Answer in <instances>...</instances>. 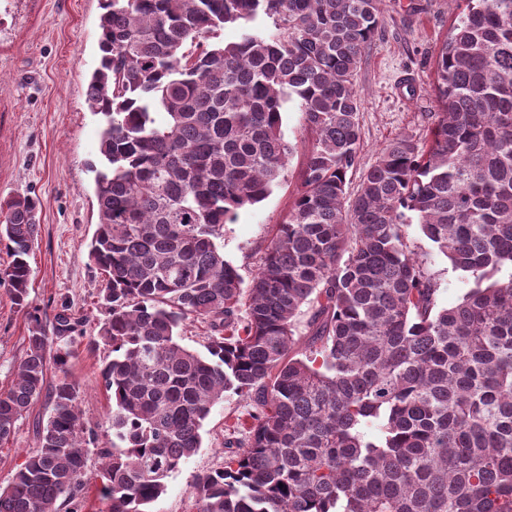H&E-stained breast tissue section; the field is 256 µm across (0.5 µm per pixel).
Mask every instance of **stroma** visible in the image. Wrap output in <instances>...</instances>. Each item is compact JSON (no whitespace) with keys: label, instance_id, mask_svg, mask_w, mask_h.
I'll return each mask as SVG.
<instances>
[{"label":"stroma","instance_id":"stroma-1","mask_svg":"<svg viewBox=\"0 0 512 512\" xmlns=\"http://www.w3.org/2000/svg\"><path fill=\"white\" fill-rule=\"evenodd\" d=\"M381 24L355 77L362 105L361 145L347 190L356 192L362 170L372 165L394 137H419L425 116L438 111L436 56L454 11L448 0H379ZM99 0H0V200L31 195L39 202L40 231L30 254L32 277L27 308L0 285V390L14 379L32 326L31 313L50 323L68 306L83 335H96L105 317L100 298L104 276L88 261L96 230L93 164L99 161L103 115L86 103L91 73L99 64ZM303 152H295L281 182L253 207L225 224L218 245L226 260L251 280L261 250L276 224L288 216L299 187ZM438 284V302L456 304L467 290L462 273L441 256L425 258ZM110 347L76 345L68 374L80 386L79 409L94 432L92 447L112 445L108 414L112 402L101 369ZM249 407L228 393L205 420L202 446L168 480L167 491L150 512H198L192 483L196 475L224 465L227 425L246 418ZM49 409L36 401L0 442V487L6 486L36 442V427Z\"/></svg>","mask_w":512,"mask_h":512}]
</instances>
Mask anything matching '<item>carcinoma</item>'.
Instances as JSON below:
<instances>
[{"label": "carcinoma", "instance_id": "cac0c4a2", "mask_svg": "<svg viewBox=\"0 0 512 512\" xmlns=\"http://www.w3.org/2000/svg\"><path fill=\"white\" fill-rule=\"evenodd\" d=\"M100 2L86 100L105 117L88 250L106 308L89 342L112 349L105 512H148L226 392L248 419L230 425L224 468L195 476L199 512H512V0H466L438 53L440 111L382 148L354 195V76L378 0ZM228 26L239 41L219 39ZM288 102L312 144L245 286L216 239L281 181ZM413 222L472 277L456 305H438ZM39 230L36 198L0 202V284L20 308ZM188 320L208 325L203 353L177 341ZM78 325L66 307L50 332L34 319L0 390V442L34 402L50 408L0 512L85 497L93 432L67 371ZM51 361L62 376L48 385Z\"/></svg>", "mask_w": 512, "mask_h": 512}]
</instances>
